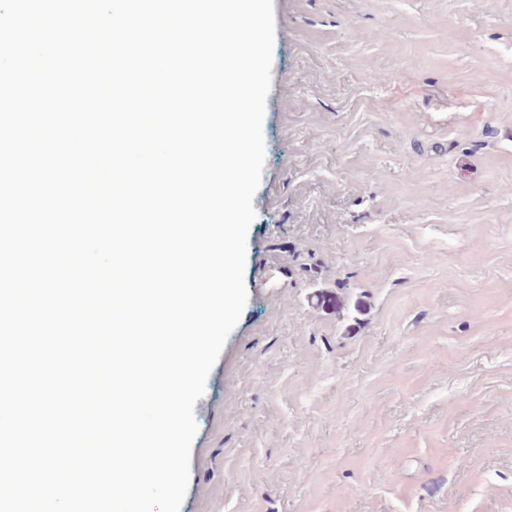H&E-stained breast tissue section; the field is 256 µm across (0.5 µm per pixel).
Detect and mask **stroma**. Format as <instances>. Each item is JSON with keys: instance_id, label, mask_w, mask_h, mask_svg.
Instances as JSON below:
<instances>
[{"instance_id": "obj_1", "label": "stroma", "mask_w": 512, "mask_h": 512, "mask_svg": "<svg viewBox=\"0 0 512 512\" xmlns=\"http://www.w3.org/2000/svg\"><path fill=\"white\" fill-rule=\"evenodd\" d=\"M274 14L180 512H512V0Z\"/></svg>"}]
</instances>
